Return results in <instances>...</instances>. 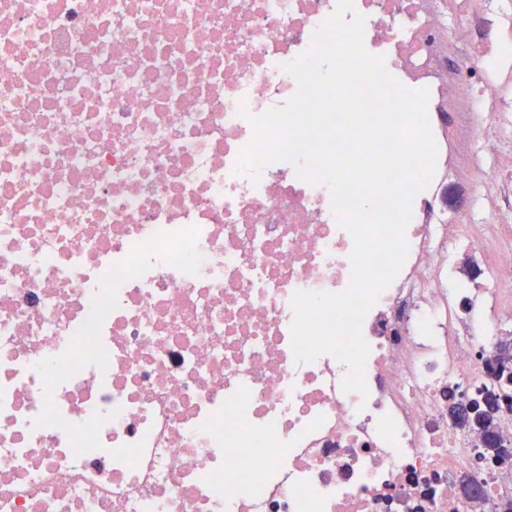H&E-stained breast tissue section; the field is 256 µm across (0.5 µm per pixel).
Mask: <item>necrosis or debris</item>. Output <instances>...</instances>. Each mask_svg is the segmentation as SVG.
I'll use <instances>...</instances> for the list:
<instances>
[{"label": "necrosis or debris", "instance_id": "necrosis-or-debris-1", "mask_svg": "<svg viewBox=\"0 0 512 512\" xmlns=\"http://www.w3.org/2000/svg\"><path fill=\"white\" fill-rule=\"evenodd\" d=\"M337 0H0V512H490L450 404L512 325V0H353L436 170L366 314V395L296 363L340 293L326 182L236 166ZM474 203L445 204L441 183ZM485 500L464 504V482Z\"/></svg>", "mask_w": 512, "mask_h": 512}]
</instances>
